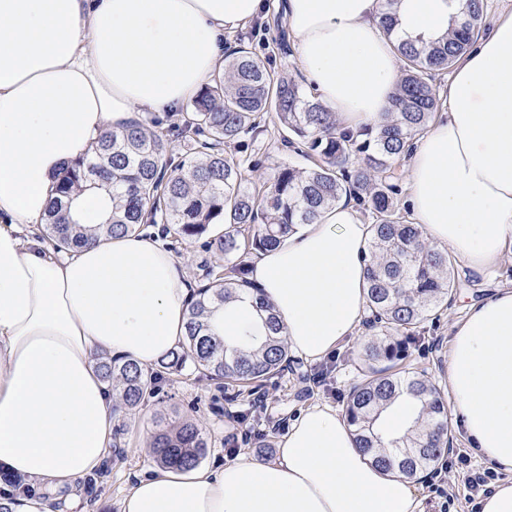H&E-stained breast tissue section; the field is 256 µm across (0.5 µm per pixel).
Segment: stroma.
<instances>
[{
    "instance_id": "obj_1",
    "label": "stroma",
    "mask_w": 512,
    "mask_h": 512,
    "mask_svg": "<svg viewBox=\"0 0 512 512\" xmlns=\"http://www.w3.org/2000/svg\"><path fill=\"white\" fill-rule=\"evenodd\" d=\"M287 34L283 14L273 11L225 36L224 50L229 53L239 43L249 44L253 51L265 57L266 66L274 75L291 77L301 83L305 77L295 63L293 47L280 44ZM236 154L261 160L267 172L280 164L301 166L305 163L287 143L285 133L271 123L242 137ZM208 241V235L204 234L191 240L171 242L172 251L195 287L203 284L207 269L219 262ZM452 275L460 282V290L452 294L440 321L426 324L416 344L410 348L411 366L425 372L439 385L448 372L450 324L463 316L468 300L488 296L498 284L512 280V263H504L486 276L474 278L466 275L463 262L458 259ZM368 333V328H361L355 336L340 343L332 354L317 362L291 358L282 373L262 386L259 395L244 396L234 402L225 399L222 384L208 377L168 372L159 394L126 418L104 471L97 479L83 481L82 503L86 512H119V502L134 476L155 467L151 443L163 424L174 426L187 418L195 420L209 443L203 462L212 467L231 459L237 452L259 463L272 459L279 439L304 409L320 402L344 410L350 389L360 379L356 353ZM451 432L454 449L469 454L470 459L468 464L462 465L450 457L441 458L440 464L446 469L445 495L433 492L427 480L416 482L426 512H476V502L464 475L467 469L484 470L488 464L471 456L469 441L460 427H452Z\"/></svg>"
}]
</instances>
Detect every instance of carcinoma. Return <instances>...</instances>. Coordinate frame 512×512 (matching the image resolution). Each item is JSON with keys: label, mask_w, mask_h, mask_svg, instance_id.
Returning a JSON list of instances; mask_svg holds the SVG:
<instances>
[{"label": "carcinoma", "mask_w": 512, "mask_h": 512, "mask_svg": "<svg viewBox=\"0 0 512 512\" xmlns=\"http://www.w3.org/2000/svg\"><path fill=\"white\" fill-rule=\"evenodd\" d=\"M384 0L380 17L390 32L397 24L395 4ZM487 0H467L445 38L429 43L405 41L397 52L404 63L385 120L357 138L338 130L336 115L291 78H277L263 59L241 47L224 57V72L193 99L192 111L178 126L180 160L172 159L168 133L157 123L138 119L120 132L104 131L90 157L67 167L58 179L45 228L55 245L75 249L94 241L71 216L73 196L82 188L104 191L112 201L106 233H136L147 224H164L189 240L214 225L224 229L208 242L224 264L212 267L207 283L193 292L186 312L185 342L162 359V368L204 371L225 386L257 390L287 367L288 348L273 314L265 319L261 350H229L215 336L208 316L235 298L246 282L244 267L234 262L240 250L260 252L284 241L301 224L352 201L371 219L366 257L365 307L372 337L362 344L361 381L346 401L345 416L355 445L376 465L418 481L448 452V402L427 375L400 369L424 324L440 320L452 291L448 251L430 245L420 225L394 203L400 165L417 138L429 128L440 105L435 78L452 70L485 29ZM297 137L312 160L308 168L278 167L273 175L243 181L244 162L226 147L259 128L263 118ZM104 379L115 392L112 419L129 415L152 397L161 371L135 360L115 357L102 364ZM417 398L428 423L388 449L376 427L380 409L398 394ZM153 454L162 466L188 467L206 455L207 438L195 421L157 433Z\"/></svg>", "instance_id": "obj_1"}]
</instances>
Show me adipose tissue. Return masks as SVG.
<instances>
[{
	"instance_id": "ef3b65f1",
	"label": "adipose tissue",
	"mask_w": 512,
	"mask_h": 512,
	"mask_svg": "<svg viewBox=\"0 0 512 512\" xmlns=\"http://www.w3.org/2000/svg\"><path fill=\"white\" fill-rule=\"evenodd\" d=\"M455 63L446 112L409 158L406 204L426 238L482 275L512 257V0ZM283 0L297 64L340 130L377 126L399 81L403 40L445 35L466 0ZM265 0H0V470L27 487L67 491L112 452V389L97 354L149 368L186 336L192 290L157 236L99 234L59 255L39 237L63 168L105 129L176 111L224 69V36ZM371 236L340 204L252 261L248 285L210 324L226 346L261 349L274 314L307 362L361 327ZM265 299L270 312L259 311ZM445 388L475 455L505 478L479 512H512V282L451 325ZM422 405L399 394L380 413L384 440L420 428ZM120 512H425L413 483L356 448L344 415L315 403L257 463L155 467Z\"/></svg>"
}]
</instances>
